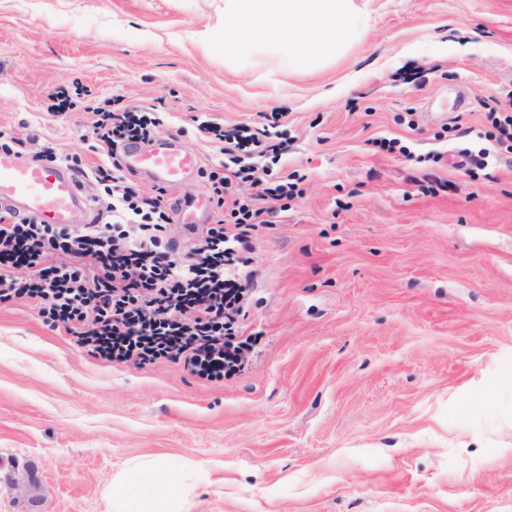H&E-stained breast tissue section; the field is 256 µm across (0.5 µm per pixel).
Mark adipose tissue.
<instances>
[{"instance_id": "adipose-tissue-1", "label": "adipose tissue", "mask_w": 512, "mask_h": 512, "mask_svg": "<svg viewBox=\"0 0 512 512\" xmlns=\"http://www.w3.org/2000/svg\"><path fill=\"white\" fill-rule=\"evenodd\" d=\"M225 25L198 32L205 48L226 44L239 65L264 55L282 74L326 65L365 32L356 0H224ZM109 512H190L182 466L160 456L132 460L106 488Z\"/></svg>"}]
</instances>
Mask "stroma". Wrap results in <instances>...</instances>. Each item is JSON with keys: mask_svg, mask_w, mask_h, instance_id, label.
<instances>
[{"mask_svg": "<svg viewBox=\"0 0 512 512\" xmlns=\"http://www.w3.org/2000/svg\"><path fill=\"white\" fill-rule=\"evenodd\" d=\"M358 4L344 55L272 78L196 43L222 0H0V137L80 160L77 225L108 98L199 158L166 191L200 204L176 254L217 221L199 121L250 125L299 178L242 254L258 344L222 381L103 362L38 301L0 303V512H108L145 456L195 467L191 512H512V132L485 109L512 101V0ZM72 81L85 96L49 111Z\"/></svg>", "mask_w": 512, "mask_h": 512, "instance_id": "1", "label": "stroma"}]
</instances>
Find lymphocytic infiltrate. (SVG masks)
Wrapping results in <instances>:
<instances>
[{
    "label": "lymphocytic infiltrate",
    "mask_w": 512,
    "mask_h": 512,
    "mask_svg": "<svg viewBox=\"0 0 512 512\" xmlns=\"http://www.w3.org/2000/svg\"><path fill=\"white\" fill-rule=\"evenodd\" d=\"M93 114L91 149L111 162L120 144L148 138L160 123L144 108L114 111L108 99ZM199 130L224 155L212 197L217 208H229L234 236H225L223 222H216L199 246L173 257L163 236L170 222L163 195L147 194L100 167L94 184L107 199L108 224L72 233L0 213V301L38 300L46 322L64 326L104 362L146 366L164 359L207 381L243 369L252 345L231 328L246 314L248 289L235 246L248 244L261 217L283 208L296 185L286 177L270 185L258 176L251 158L276 151L258 134L243 127L228 132L208 121ZM236 179L255 186L249 200H227ZM60 252L67 261L57 260Z\"/></svg>",
    "instance_id": "1"
}]
</instances>
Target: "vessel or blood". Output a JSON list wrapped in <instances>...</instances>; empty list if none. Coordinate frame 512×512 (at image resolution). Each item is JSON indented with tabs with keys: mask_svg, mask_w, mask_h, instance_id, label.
I'll return each mask as SVG.
<instances>
[{
	"mask_svg": "<svg viewBox=\"0 0 512 512\" xmlns=\"http://www.w3.org/2000/svg\"><path fill=\"white\" fill-rule=\"evenodd\" d=\"M125 160L131 174L146 176L161 187L178 185L198 164L196 155L171 142L131 147ZM80 201L77 179L63 167L0 151L1 208L69 229Z\"/></svg>",
	"mask_w": 512,
	"mask_h": 512,
	"instance_id": "1",
	"label": "vessel or blood"
}]
</instances>
